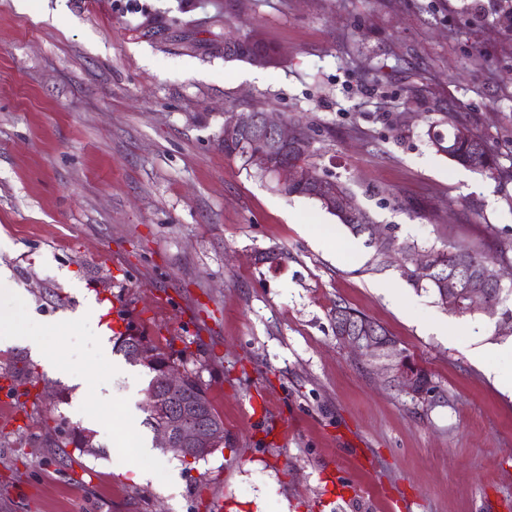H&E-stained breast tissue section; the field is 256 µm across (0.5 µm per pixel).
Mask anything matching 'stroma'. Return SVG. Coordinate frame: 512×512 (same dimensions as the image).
I'll return each mask as SVG.
<instances>
[{"label":"stroma","instance_id":"35a3bbf8","mask_svg":"<svg viewBox=\"0 0 512 512\" xmlns=\"http://www.w3.org/2000/svg\"><path fill=\"white\" fill-rule=\"evenodd\" d=\"M471 0H0V265L26 333L103 305L63 341L106 400L27 348L44 396L0 416V512H512V323L415 289L316 201L226 156L231 114L312 128L311 163L397 242H512V22ZM259 35L276 64L224 56ZM482 134L501 170L436 151L443 117ZM279 263L262 262L269 250ZM384 325L431 375L412 401L341 345L336 303ZM122 318L199 369L224 420L205 460L146 456L147 368L103 346ZM486 352L485 365L472 358ZM99 413V451L67 443ZM165 467L141 482L136 470Z\"/></svg>","mask_w":512,"mask_h":512}]
</instances>
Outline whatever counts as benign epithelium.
Listing matches in <instances>:
<instances>
[{
	"label": "benign epithelium",
	"instance_id": "benign-epithelium-1",
	"mask_svg": "<svg viewBox=\"0 0 512 512\" xmlns=\"http://www.w3.org/2000/svg\"><path fill=\"white\" fill-rule=\"evenodd\" d=\"M222 139L226 144L249 145L251 166L270 175L279 189L284 190L298 183L307 184L327 209L334 211L338 205L349 209L347 201L336 198V180L283 159L282 153L290 147L311 148V145L299 142L296 125L276 119L266 112L256 116L242 114L224 121ZM370 233L373 242L385 246L388 254L398 253L395 240L379 226H371ZM409 260L420 279L430 278L435 265L428 253L415 251ZM477 277L478 284L467 293V300L471 308L486 309L489 307V292L500 287L505 278L512 279V269L486 263L478 268ZM336 340L374 364L388 382L404 395L416 402H434L435 392L422 384L417 365L400 349L397 341L379 336L367 326L361 331L355 330L347 321L336 326ZM132 355L155 372V386L146 394L144 404L159 420L156 430L159 447L184 454L191 460L195 457L206 458L224 444L222 418L212 415L206 421L198 422L192 414L179 411L172 403V399L181 395L186 388V372L141 336L137 337Z\"/></svg>",
	"mask_w": 512,
	"mask_h": 512
}]
</instances>
